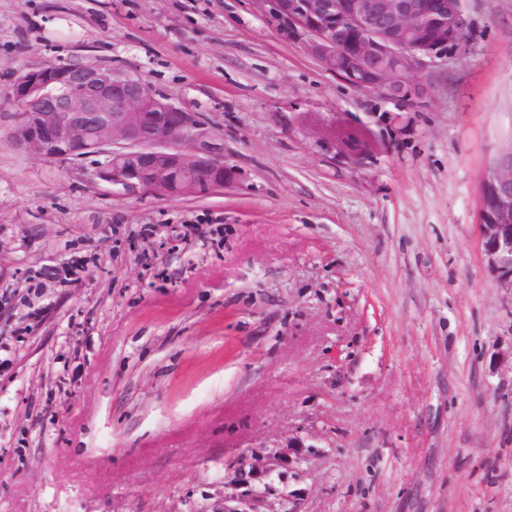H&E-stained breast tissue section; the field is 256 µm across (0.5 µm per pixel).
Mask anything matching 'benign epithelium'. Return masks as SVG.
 <instances>
[{
	"mask_svg": "<svg viewBox=\"0 0 512 512\" xmlns=\"http://www.w3.org/2000/svg\"><path fill=\"white\" fill-rule=\"evenodd\" d=\"M281 36L328 71L400 109L421 99L420 69L466 42L463 0H257ZM13 137L29 155L96 157L93 179L157 198L204 196L235 171L206 119L138 77L80 61L21 71ZM478 227L489 267L512 291V141L481 177Z\"/></svg>",
	"mask_w": 512,
	"mask_h": 512,
	"instance_id": "obj_1",
	"label": "benign epithelium"
}]
</instances>
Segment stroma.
<instances>
[{"label":"stroma","instance_id":"35a3bbf8","mask_svg":"<svg viewBox=\"0 0 512 512\" xmlns=\"http://www.w3.org/2000/svg\"><path fill=\"white\" fill-rule=\"evenodd\" d=\"M463 9L395 131L255 0H0V512H512L476 224L512 0ZM70 60L202 114L235 183L120 196L21 150L15 76Z\"/></svg>","mask_w":512,"mask_h":512}]
</instances>
